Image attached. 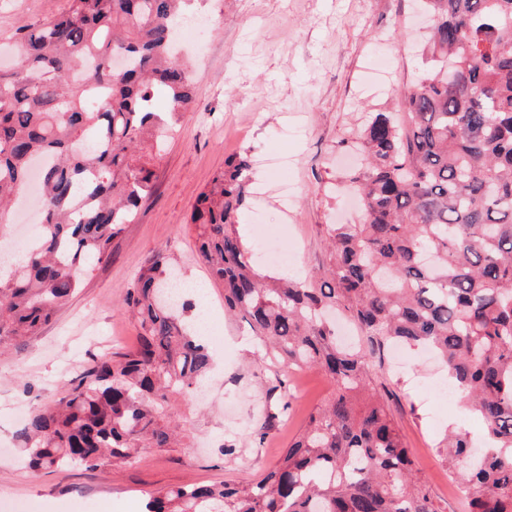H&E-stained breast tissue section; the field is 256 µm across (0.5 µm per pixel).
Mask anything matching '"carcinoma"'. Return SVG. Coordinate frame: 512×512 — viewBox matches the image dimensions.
<instances>
[{"instance_id":"1","label":"carcinoma","mask_w":512,"mask_h":512,"mask_svg":"<svg viewBox=\"0 0 512 512\" xmlns=\"http://www.w3.org/2000/svg\"><path fill=\"white\" fill-rule=\"evenodd\" d=\"M195 0H72L20 38L0 68V233L41 155L42 219L23 260L0 261V346L34 336L112 255V239L153 189L150 161L194 102L173 23ZM423 52L446 68L403 91L361 133L358 224H332L319 285L263 273L239 235L248 153L224 162L191 216L197 251L224 310L263 349L261 362L316 369L333 389L277 465L247 486L188 484L145 512H442L374 384L370 362L395 345L433 350L463 408L484 426L482 451L451 429L438 453L470 512H512V0H424ZM166 99V108L157 104ZM147 145L148 153L140 151ZM160 249L123 298L138 345L95 357L18 431L28 468L129 463L170 448L169 397L213 363L162 296ZM350 313L364 342L336 343L326 313Z\"/></svg>"}]
</instances>
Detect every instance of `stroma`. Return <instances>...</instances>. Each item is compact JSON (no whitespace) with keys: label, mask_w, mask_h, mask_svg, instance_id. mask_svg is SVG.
I'll return each instance as SVG.
<instances>
[{"label":"stroma","mask_w":512,"mask_h":512,"mask_svg":"<svg viewBox=\"0 0 512 512\" xmlns=\"http://www.w3.org/2000/svg\"><path fill=\"white\" fill-rule=\"evenodd\" d=\"M71 0H0V45L14 44L27 29L67 12ZM210 17L200 31L203 53H189L195 106L186 112L166 152L154 166V190L133 223L112 241V256L96 266L78 293L40 333L0 348V487L42 512H141L161 489L189 482L247 484L272 468L330 394L316 370L289 372V421L265 422L273 398V371L258 369V348L239 320L224 312V290L211 283L197 256L189 217L197 197L223 170L226 158L252 155L254 180L266 179L261 159H288L285 179L296 187L287 223L279 221V197L269 190L251 201L238 232L253 241L256 212L294 258L267 265V273L318 276L329 264L328 227L359 220L357 201L345 188L356 167L357 138L367 113L402 118L401 92L434 61L416 48L421 19L414 0H201ZM168 249L191 284L204 291L202 312L224 348L206 380L209 398L174 396L172 417L183 423L178 448H141L129 465L73 467L31 473L20 452L15 416L51 404L70 375L92 356L134 350L138 330L121 300L152 253ZM377 386L411 451L420 481L444 512H464V495L437 453L447 426L473 440L482 428L461 406L435 401L444 383L442 365L412 351L408 361L385 359L375 367ZM267 424L262 447L252 432Z\"/></svg>","instance_id":"1"}]
</instances>
